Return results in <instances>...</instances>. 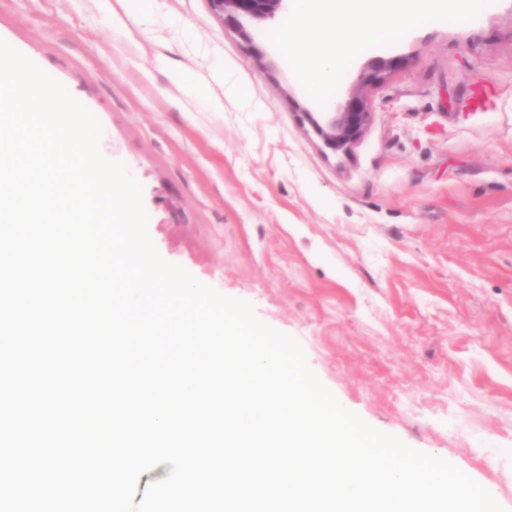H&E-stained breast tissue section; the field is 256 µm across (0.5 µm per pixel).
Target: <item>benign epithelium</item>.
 Returning <instances> with one entry per match:
<instances>
[{
  "label": "benign epithelium",
  "instance_id": "7a95c632",
  "mask_svg": "<svg viewBox=\"0 0 512 512\" xmlns=\"http://www.w3.org/2000/svg\"><path fill=\"white\" fill-rule=\"evenodd\" d=\"M284 2L286 0H210L216 19L222 25L235 29L248 49L252 48V37L243 20L273 18L284 9ZM303 118L326 148L334 153H347L369 125L371 112L362 92L356 91L332 115L320 120L313 113L305 112Z\"/></svg>",
  "mask_w": 512,
  "mask_h": 512
}]
</instances>
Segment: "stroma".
<instances>
[{
	"label": "stroma",
	"instance_id": "obj_1",
	"mask_svg": "<svg viewBox=\"0 0 512 512\" xmlns=\"http://www.w3.org/2000/svg\"><path fill=\"white\" fill-rule=\"evenodd\" d=\"M117 3L0 0V38L98 118L165 260L251 302L344 407L512 512V0L364 50L323 105L270 39L283 16L249 22L257 60L209 0H152L116 31ZM358 88L371 122L331 152L303 115Z\"/></svg>",
	"mask_w": 512,
	"mask_h": 512
}]
</instances>
